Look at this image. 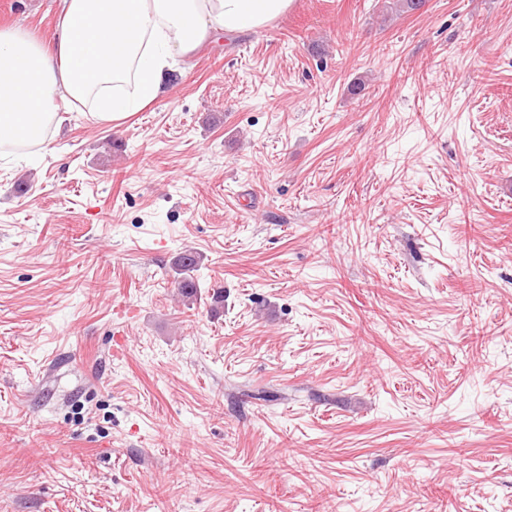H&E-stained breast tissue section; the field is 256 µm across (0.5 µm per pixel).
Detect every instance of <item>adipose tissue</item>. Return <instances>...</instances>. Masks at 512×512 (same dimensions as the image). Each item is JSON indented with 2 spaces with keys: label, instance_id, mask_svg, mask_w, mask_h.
<instances>
[{
  "label": "adipose tissue",
  "instance_id": "1",
  "mask_svg": "<svg viewBox=\"0 0 512 512\" xmlns=\"http://www.w3.org/2000/svg\"><path fill=\"white\" fill-rule=\"evenodd\" d=\"M292 0H59L51 45L15 24L0 29V152L46 149L60 104L109 122L166 91L175 59L209 37L256 30Z\"/></svg>",
  "mask_w": 512,
  "mask_h": 512
}]
</instances>
